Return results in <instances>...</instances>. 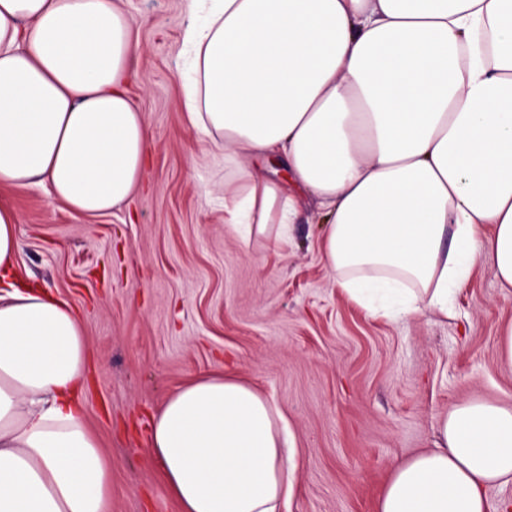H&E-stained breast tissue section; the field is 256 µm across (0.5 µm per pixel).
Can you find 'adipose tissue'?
<instances>
[{
	"label": "adipose tissue",
	"mask_w": 512,
	"mask_h": 512,
	"mask_svg": "<svg viewBox=\"0 0 512 512\" xmlns=\"http://www.w3.org/2000/svg\"><path fill=\"white\" fill-rule=\"evenodd\" d=\"M183 39L187 121L224 152L234 232L280 244L313 202L337 287L400 318L447 315L485 261L512 288V0H219ZM139 48L117 0H0V185L85 215L129 199L149 150ZM270 155L287 182L254 173ZM18 251L0 201V512H112L82 320L21 281ZM151 426L181 512H281L296 492L290 430L237 379L171 391ZM438 436L394 467L377 512H489L486 489L512 481V409L464 402Z\"/></svg>",
	"instance_id": "1"
}]
</instances>
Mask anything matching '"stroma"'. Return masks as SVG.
<instances>
[{
	"label": "stroma",
	"instance_id": "stroma-1",
	"mask_svg": "<svg viewBox=\"0 0 512 512\" xmlns=\"http://www.w3.org/2000/svg\"><path fill=\"white\" fill-rule=\"evenodd\" d=\"M141 52L131 87L152 145L120 209L87 216L44 188L7 189L22 278L82 315L85 417L112 462V512H180L150 453L173 389L223 370L272 399L297 442L291 512H376L395 464L433 449L458 403L512 405L498 331L512 288L477 267L450 318L390 320L337 288L305 206L272 249L224 223L222 151L186 122L184 0H124Z\"/></svg>",
	"mask_w": 512,
	"mask_h": 512
}]
</instances>
